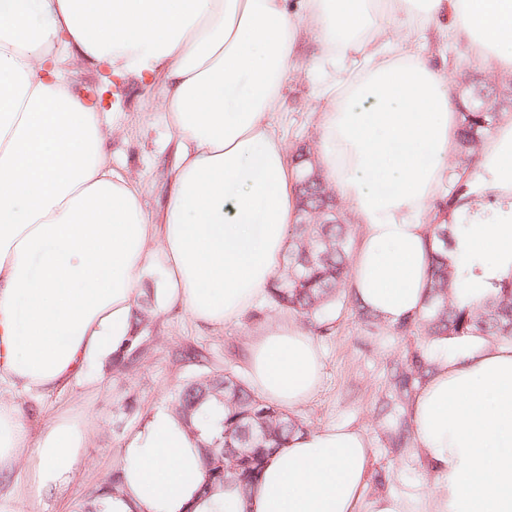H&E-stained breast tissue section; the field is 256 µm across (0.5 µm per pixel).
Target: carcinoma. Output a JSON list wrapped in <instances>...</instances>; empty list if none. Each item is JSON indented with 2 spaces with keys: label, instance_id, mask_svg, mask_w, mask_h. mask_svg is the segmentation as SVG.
<instances>
[{
  "label": "carcinoma",
  "instance_id": "carcinoma-1",
  "mask_svg": "<svg viewBox=\"0 0 512 512\" xmlns=\"http://www.w3.org/2000/svg\"><path fill=\"white\" fill-rule=\"evenodd\" d=\"M511 107L512 88L507 85L474 91L471 103L460 112L458 155H475L494 129L499 113ZM298 207L304 213V223L289 229L285 263L269 296L277 305L311 319L322 316L339 299L347 278L351 232L342 203L321 174L310 185L298 187ZM451 244L448 225H435L425 309L397 328L407 331L413 327L428 341L468 336L512 341V279L494 284L495 296L480 304L459 305L454 297L458 283L448 270ZM153 319L154 306L148 296L134 311L135 328L113 355V368L128 370L139 362L146 352L144 331ZM172 411L197 440L204 468V497L224 492L228 484L246 492L270 451L284 446L292 434L306 430L303 422L251 391L230 372L209 371L184 380L175 390ZM226 448H244L246 454L239 457L224 452ZM217 454L224 456V470L219 473L209 468L211 457ZM120 485L121 468L116 466L111 479L80 505V512H106L101 498L116 493Z\"/></svg>",
  "mask_w": 512,
  "mask_h": 512
}]
</instances>
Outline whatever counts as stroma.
I'll list each match as a JSON object with an SVG mask.
<instances>
[{
    "label": "stroma",
    "mask_w": 512,
    "mask_h": 512,
    "mask_svg": "<svg viewBox=\"0 0 512 512\" xmlns=\"http://www.w3.org/2000/svg\"><path fill=\"white\" fill-rule=\"evenodd\" d=\"M416 46L431 62L450 68L456 89L486 75L481 63L463 47L442 43L435 31L418 37ZM316 56L317 40L311 28H304L284 87L283 108L272 119L292 159L299 149L317 148V116L326 102L316 95ZM118 106L127 113L128 124L112 136V163L140 179L144 207L148 213H157L168 187V157L160 147L169 132L160 102L140 81L130 79ZM287 315V310L267 300L238 323L211 330L179 312L159 311L146 330L150 353L136 368L118 372L111 363H92L64 394L42 400L16 397L1 389V398H16L33 419L65 412L89 429L78 474L59 496L41 503L39 512H78L80 504L111 473L127 429L143 423L156 409L170 408L172 391L185 379L210 370L246 377L254 335ZM324 319L329 331H311L323 350L322 383L304 406L294 410V417L312 430L347 423L365 432L373 450L368 495L399 493L425 481L409 420L417 386L402 383L401 378L416 372L414 356L430 355L431 345L416 333L385 324L367 326L346 291L325 311ZM127 394L136 395L139 404L137 412L128 417L122 414V399Z\"/></svg>",
    "instance_id": "stroma-1"
}]
</instances>
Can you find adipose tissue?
<instances>
[{
  "label": "adipose tissue",
  "instance_id": "1",
  "mask_svg": "<svg viewBox=\"0 0 512 512\" xmlns=\"http://www.w3.org/2000/svg\"><path fill=\"white\" fill-rule=\"evenodd\" d=\"M308 21L321 52V171L361 228L355 303L396 326L426 304L431 203L459 126L446 67L409 44L436 27L494 76L512 74V0H0V388L63 392L127 338L143 280L159 309L221 329L264 300L297 218V175L269 117ZM157 88L173 161L164 208L112 164L122 112H94L72 68ZM449 257L476 304L512 277V114L482 144ZM410 421L430 483L367 497L373 452L347 424L289 438L242 493L200 495L195 439L152 413L119 451L107 512H512V342L436 340ZM321 351L287 321L250 347L251 389L281 408L317 390ZM84 424L41 426L0 399V483L31 503L60 494L83 461Z\"/></svg>",
  "mask_w": 512,
  "mask_h": 512
}]
</instances>
